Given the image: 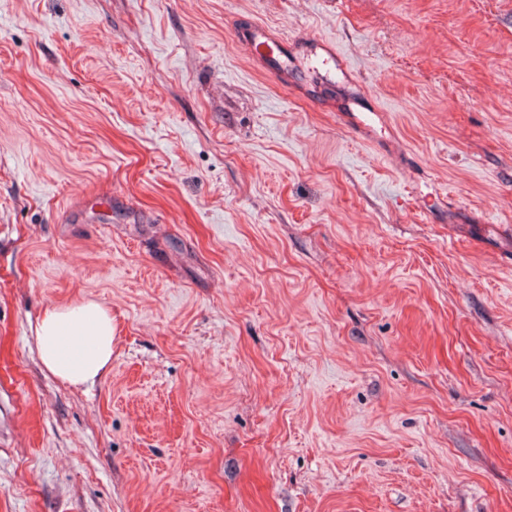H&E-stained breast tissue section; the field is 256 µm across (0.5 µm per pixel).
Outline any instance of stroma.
Segmentation results:
<instances>
[{
    "label": "stroma",
    "instance_id": "1",
    "mask_svg": "<svg viewBox=\"0 0 512 512\" xmlns=\"http://www.w3.org/2000/svg\"><path fill=\"white\" fill-rule=\"evenodd\" d=\"M0 512H512V0H0ZM235 37L267 71L279 77L288 74L287 39L274 36L264 25L255 21L237 27ZM112 339V315L91 301L46 310L35 335L45 369L71 386L92 383L106 372Z\"/></svg>",
    "mask_w": 512,
    "mask_h": 512
}]
</instances>
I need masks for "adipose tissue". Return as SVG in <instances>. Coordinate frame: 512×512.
<instances>
[{
	"mask_svg": "<svg viewBox=\"0 0 512 512\" xmlns=\"http://www.w3.org/2000/svg\"><path fill=\"white\" fill-rule=\"evenodd\" d=\"M112 339L111 314L91 301L46 310L35 335L45 369L72 386L93 382L106 372Z\"/></svg>",
	"mask_w": 512,
	"mask_h": 512,
	"instance_id": "obj_1",
	"label": "adipose tissue"
}]
</instances>
